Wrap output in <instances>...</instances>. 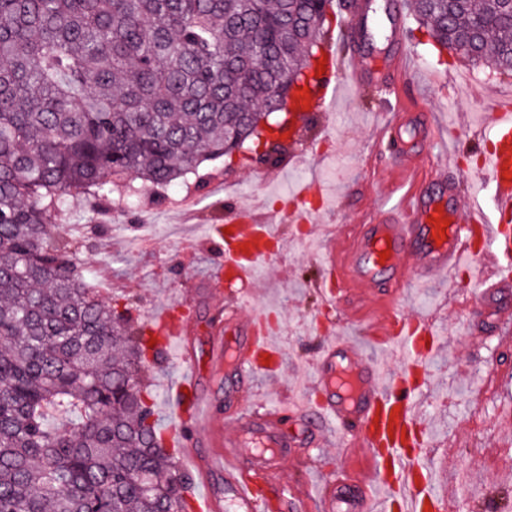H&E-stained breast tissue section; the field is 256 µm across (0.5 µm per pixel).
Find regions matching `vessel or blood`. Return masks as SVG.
<instances>
[{
    "instance_id": "obj_1",
    "label": "vessel or blood",
    "mask_w": 512,
    "mask_h": 512,
    "mask_svg": "<svg viewBox=\"0 0 512 512\" xmlns=\"http://www.w3.org/2000/svg\"><path fill=\"white\" fill-rule=\"evenodd\" d=\"M355 15L342 18L343 36L362 37L373 17L365 0H357ZM383 23L391 40H400L407 21L396 0H383ZM358 70L364 85L392 88L400 71L395 61L379 64L343 61L329 53L325 74L314 77L298 106L300 115L333 111L344 67ZM494 130L490 149L482 156L480 180L490 189L494 207H460L455 203L460 183L455 175L444 178L445 196L415 190L399 205L382 209L376 223L345 227L338 238L335 255L326 262L319 282L329 302L348 300L358 289L384 286L390 295L400 294L410 278L429 272H455L464 255H480L484 274L480 281L486 303H496L512 288V98L500 100L492 115ZM402 114L378 136L382 146L394 147L402 163L410 156L401 140ZM295 210L265 212L241 221L237 210H227L224 222L207 233V240L221 239L224 263L218 269L216 285L231 288L247 281L253 262L264 253L273 236L271 225L295 222ZM232 330L235 343L224 340ZM148 330L160 347L170 340L188 335L185 325H174L169 312L152 317ZM373 338L388 345L399 344L409 351L389 379H382L375 364L362 355L353 343L331 341L322 345L312 364L316 400L295 405L294 414L307 436L297 449H290L278 412H260L247 405L226 413L232 426L223 434L214 419L210 399L199 392L200 374L195 363H188L183 378L173 387L170 404L178 438L176 447L191 456L196 471L222 474L225 496L205 492L195 498L197 512H254V478L277 477L293 451L316 458V439L326 422H335L348 451L366 448L375 470L374 481H366L348 466L337 467L325 476L321 494L327 501H354L359 512L378 505L380 512H448L450 498L432 491L420 460L427 445L426 434L418 421L417 403L424 380L421 355L430 353L435 334L425 319L392 314L385 323L374 326ZM280 353L263 329L257 316H242L233 310L226 326L216 329L211 338L209 367L214 373L233 369L241 377L255 372L271 373ZM207 437L213 445L206 457H198L196 441Z\"/></svg>"
}]
</instances>
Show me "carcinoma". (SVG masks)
<instances>
[{
	"mask_svg": "<svg viewBox=\"0 0 512 512\" xmlns=\"http://www.w3.org/2000/svg\"><path fill=\"white\" fill-rule=\"evenodd\" d=\"M326 2L0 0V512H190L144 380L160 350L59 224L261 139ZM407 7L437 56L512 75V0Z\"/></svg>",
	"mask_w": 512,
	"mask_h": 512,
	"instance_id": "carcinoma-1",
	"label": "carcinoma"
}]
</instances>
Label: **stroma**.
<instances>
[{
    "instance_id": "stroma-1",
    "label": "stroma",
    "mask_w": 512,
    "mask_h": 512,
    "mask_svg": "<svg viewBox=\"0 0 512 512\" xmlns=\"http://www.w3.org/2000/svg\"><path fill=\"white\" fill-rule=\"evenodd\" d=\"M418 38V31L408 30L406 42L399 49L385 39L367 45L359 39L338 40L331 32L324 46L378 62L403 51V77L410 94L400 103L405 111L421 113L423 119L434 120L439 128L437 140L425 142L415 122L406 126V139L416 153L419 173L437 181L444 176L448 159H455L463 202L485 200L490 192L469 172L466 159L474 155L475 149L464 140L463 132L467 126L482 125L496 99L512 93V77L489 73L449 54L443 62H436ZM342 82L343 93L334 111L316 117L314 129L304 133L293 147L294 152L305 153L303 162L281 171L267 170L255 161V150L249 147L205 163L193 180L199 206L189 215L163 212L166 198L155 189H146L151 207L158 210L154 218L159 230L155 246L139 252L128 250L125 241L135 225L149 217L147 212L118 209L114 196L102 215L77 208L70 223L100 227L99 234L89 236L80 257L94 270V287L108 288L109 298L139 323H148L155 313L168 308H189V320L196 326L194 347L201 391L213 400L220 415L239 402L261 410L287 412L286 397L301 392L299 379L310 374L318 348L335 338L357 342L366 358L383 372L396 370L398 359L365 338L366 323L383 319L389 307L406 316L421 315L432 320L442 344L425 360L430 383L420 396L421 425L429 441L421 463L430 471L436 490H453L451 512H482L489 496L512 494V324L495 326L489 322L478 299L483 273L480 261H468L469 273L462 286L431 274L421 281L409 280L388 304L377 293L362 291L353 299L358 317L335 316L328 320L317 281L324 261L332 253L331 234H324L318 245L309 247L295 239L291 225H280L275 251L249 290L250 306L278 321L274 339L280 349L278 371L272 376L255 375L234 402L228 400L226 391L237 379L235 371L219 378L210 375L209 332L218 311L203 292L201 282L218 269L224 256L219 247L205 240V226L223 223L224 212L230 207L237 208L242 218H249L254 204L263 201L271 205L277 196L294 195L300 180L320 182L324 206L312 210L311 215L321 224L338 229L368 223L387 197L404 192L394 161L375 150L376 135L389 119L392 97L387 90L357 85L352 74L343 75ZM328 131L336 134L329 145L338 157V169L333 174L328 172L319 148ZM218 170L225 180L239 186V193L213 189L209 177ZM460 289L475 298L470 310L458 309L454 303L453 295ZM490 360L498 365V374L492 379L484 374ZM182 370L178 357L166 355L147 374L160 428L170 426L168 391L180 379ZM327 431L317 461L289 458L277 480L259 485V496L275 497L282 483L319 481L322 473L331 471L340 460L365 478H372L366 450L346 454L336 427L328 426Z\"/></svg>"
}]
</instances>
